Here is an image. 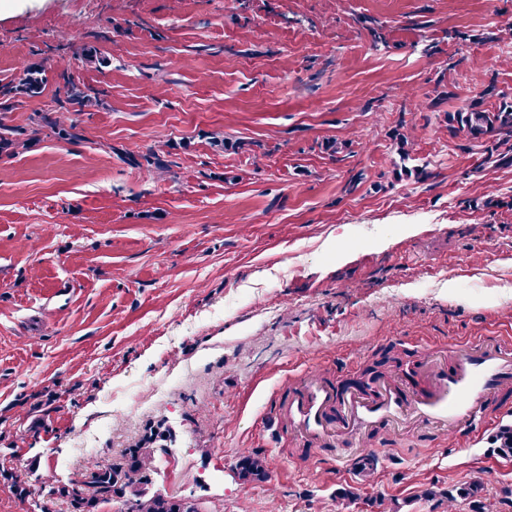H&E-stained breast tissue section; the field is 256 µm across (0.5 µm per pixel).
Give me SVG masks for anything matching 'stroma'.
<instances>
[{
    "label": "stroma",
    "instance_id": "stroma-1",
    "mask_svg": "<svg viewBox=\"0 0 512 512\" xmlns=\"http://www.w3.org/2000/svg\"><path fill=\"white\" fill-rule=\"evenodd\" d=\"M510 24L512 0H0V90L49 64L0 93L9 124L57 108L62 59L100 98L82 140L0 153V512H76L54 487L153 431L179 462L145 491L201 512H474L441 494L477 479L512 512V411L464 451L410 420L310 451L270 417L299 375L512 329V165L447 120L512 100ZM402 133L429 179L394 178ZM158 145L170 171L132 165ZM25 78L21 84L22 93L37 96L42 93L44 85L45 65L43 62H32L26 68ZM235 470L244 483H262L269 479L265 457L255 451H244L237 459Z\"/></svg>",
    "mask_w": 512,
    "mask_h": 512
}]
</instances>
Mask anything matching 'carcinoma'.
<instances>
[{
	"label": "carcinoma",
	"instance_id": "cac0c4a2",
	"mask_svg": "<svg viewBox=\"0 0 512 512\" xmlns=\"http://www.w3.org/2000/svg\"><path fill=\"white\" fill-rule=\"evenodd\" d=\"M45 65L32 62L26 68L25 78L21 84L22 93L37 96L42 93ZM60 78L65 92V102L85 108L98 105L97 97L90 91L80 88V82L73 73L64 71ZM34 127L30 134L36 135L44 128L53 130L61 139L76 141L81 139L78 124L74 120L64 121L54 113L36 112L32 117ZM448 128L452 132H463L476 146L496 147L506 145L512 140V101H503L494 112H487L480 105L473 104L461 112L448 113ZM24 131L8 124L0 115V152H7L24 143L21 135ZM499 446L495 451L512 456V426L502 427L495 435ZM154 454L148 448H131L124 463L110 469H101L91 464L85 469V484L94 489L96 496L102 500L125 494L126 488L142 482L147 472L153 468ZM235 470L244 483H262L269 479L265 457L255 451H244L237 459ZM126 512H196L195 506L183 500L162 495L147 497L143 494L126 502Z\"/></svg>",
	"mask_w": 512,
	"mask_h": 512
}]
</instances>
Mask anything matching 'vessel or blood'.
Segmentation results:
<instances>
[{
  "label": "vessel or blood",
  "mask_w": 512,
  "mask_h": 512,
  "mask_svg": "<svg viewBox=\"0 0 512 512\" xmlns=\"http://www.w3.org/2000/svg\"><path fill=\"white\" fill-rule=\"evenodd\" d=\"M512 404V336L454 345L436 360L378 381L370 390L311 373L290 382L272 419L306 444L363 443L374 429L414 417L448 431L459 448L470 432Z\"/></svg>",
  "instance_id": "vessel-or-blood-1"
}]
</instances>
